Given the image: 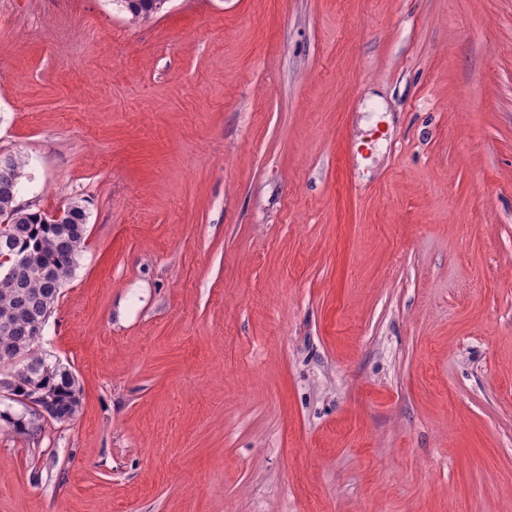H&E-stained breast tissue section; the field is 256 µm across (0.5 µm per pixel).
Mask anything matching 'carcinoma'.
Segmentation results:
<instances>
[{
  "mask_svg": "<svg viewBox=\"0 0 512 512\" xmlns=\"http://www.w3.org/2000/svg\"><path fill=\"white\" fill-rule=\"evenodd\" d=\"M135 18L159 14L167 0H117ZM25 162L12 154L0 155V212L13 211L17 227L9 241L0 244V360L15 379V403L22 411H0V420L14 431L28 436L41 432L34 413L22 405L21 398L34 390L54 399L53 421L74 420L82 408L80 388L70 369L51 362L32 350L29 340L32 321L55 309L62 288L72 277L78 258L86 247V213L73 201L65 211L68 223L46 222L47 213L17 201ZM23 253L31 264L19 271L3 256Z\"/></svg>",
  "mask_w": 512,
  "mask_h": 512,
  "instance_id": "obj_1",
  "label": "carcinoma"
}]
</instances>
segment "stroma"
<instances>
[{"label":"stroma","instance_id":"obj_1","mask_svg":"<svg viewBox=\"0 0 512 512\" xmlns=\"http://www.w3.org/2000/svg\"><path fill=\"white\" fill-rule=\"evenodd\" d=\"M0 154L88 228L0 512H512V0H0ZM120 3V6L128 11L132 17L148 18L159 14L167 0H114Z\"/></svg>","mask_w":512,"mask_h":512}]
</instances>
